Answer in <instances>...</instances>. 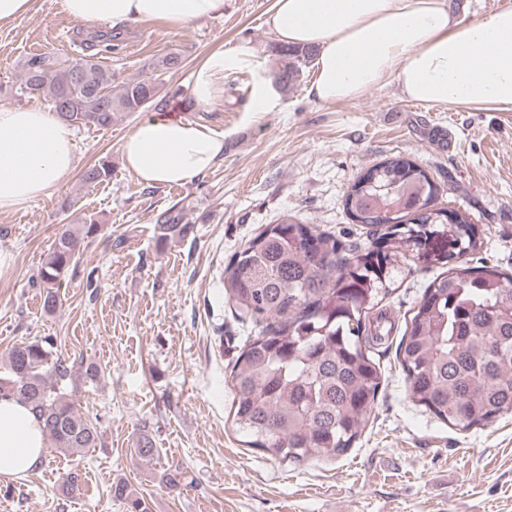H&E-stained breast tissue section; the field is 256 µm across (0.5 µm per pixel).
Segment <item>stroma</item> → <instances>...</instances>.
I'll list each match as a JSON object with an SVG mask.
<instances>
[{
	"mask_svg": "<svg viewBox=\"0 0 512 512\" xmlns=\"http://www.w3.org/2000/svg\"><path fill=\"white\" fill-rule=\"evenodd\" d=\"M273 0H224L223 15L178 31L162 21L121 28L111 58L119 79L153 76L156 61L178 50L182 63L162 74L166 92L189 95L196 66L218 47L249 43L267 75L278 60L265 23ZM92 29L61 12L57 0L0 27V103L46 108L17 96L14 84L35 53L80 57ZM307 63L297 82L258 109L256 70L225 75L216 106L174 110L224 135V159L181 186H147L127 171L123 138L143 120L132 112L107 128L76 127L80 167L112 164L108 181L78 177L24 209L0 213V372L12 347L45 337L68 374L56 390L86 417H100L98 447L45 450L31 475L0 478V512H127L110 495L123 484L150 512H512V413L464 431L425 412L409 396L394 349L380 357L381 386L361 437L337 458L284 464L246 447L230 415L228 363L254 327L224 295L221 274L260 227L289 214L364 241L344 196L361 172L402 154L440 186L438 206L463 209L484 234L473 266L512 272V109H463L404 99L396 83L358 98L323 104L307 94ZM451 131L440 150L429 129ZM187 231L166 234L167 211ZM101 232L60 289L56 312H45L29 283L57 232L81 215ZM440 267L402 265L387 301L404 324ZM150 439L155 456L135 449ZM180 472L178 486L167 476ZM77 473L79 491L61 485Z\"/></svg>",
	"mask_w": 512,
	"mask_h": 512,
	"instance_id": "obj_1",
	"label": "stroma"
}]
</instances>
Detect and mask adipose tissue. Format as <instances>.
<instances>
[{
  "mask_svg": "<svg viewBox=\"0 0 512 512\" xmlns=\"http://www.w3.org/2000/svg\"><path fill=\"white\" fill-rule=\"evenodd\" d=\"M90 25L163 21L185 29L223 14L224 0H60ZM267 23L279 44L317 50L309 93L346 102L393 79L404 98L472 109L512 108V7L470 21L450 0H274ZM240 43L210 53L196 68L190 95L212 109L225 72L251 66ZM127 170L147 186L185 184L224 158V137L172 116L140 121L121 144ZM71 126L36 107L0 104V213L49 196L78 172ZM46 437L32 408L0 395V477L40 468Z\"/></svg>",
  "mask_w": 512,
  "mask_h": 512,
  "instance_id": "obj_1",
  "label": "adipose tissue"
}]
</instances>
